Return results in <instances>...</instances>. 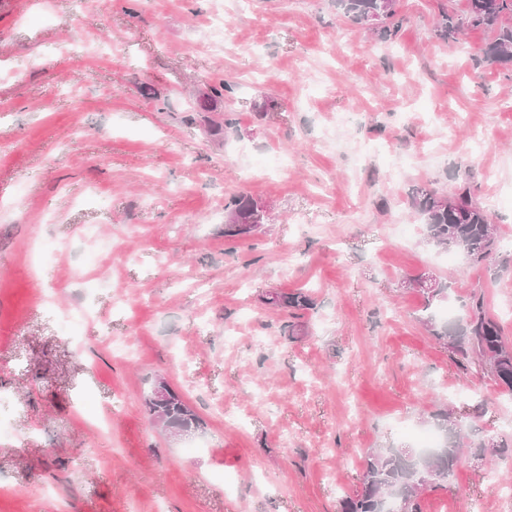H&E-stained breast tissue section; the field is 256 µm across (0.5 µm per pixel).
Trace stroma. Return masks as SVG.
Returning a JSON list of instances; mask_svg holds the SVG:
<instances>
[{"label": "stroma", "mask_w": 512, "mask_h": 512, "mask_svg": "<svg viewBox=\"0 0 512 512\" xmlns=\"http://www.w3.org/2000/svg\"><path fill=\"white\" fill-rule=\"evenodd\" d=\"M213 9L0 0V512H340L368 449L411 447L443 407L466 451L422 512H512V394L453 361L407 285L445 283L440 317L483 294L512 341V249L486 270L428 246L409 198L469 189L512 239V62L485 63L481 28L434 37L466 0H396L390 44L334 0H226L217 49ZM221 80L217 143L197 100ZM361 142L404 172L356 165ZM269 148L287 176L243 175ZM237 195L273 219L233 241ZM297 291L296 317L268 302ZM77 306L74 336L58 324ZM160 380L191 435L150 416ZM488 441L508 453L475 454ZM463 22L456 21L454 16L444 13L438 20L433 29V35L436 39L443 42L456 41ZM166 400L164 402L155 401L151 396L148 399L147 406L151 416H155L159 411L165 412L174 419L180 426L190 430L198 424V418L194 412L184 403L181 396L165 383Z\"/></svg>", "instance_id": "1"}]
</instances>
